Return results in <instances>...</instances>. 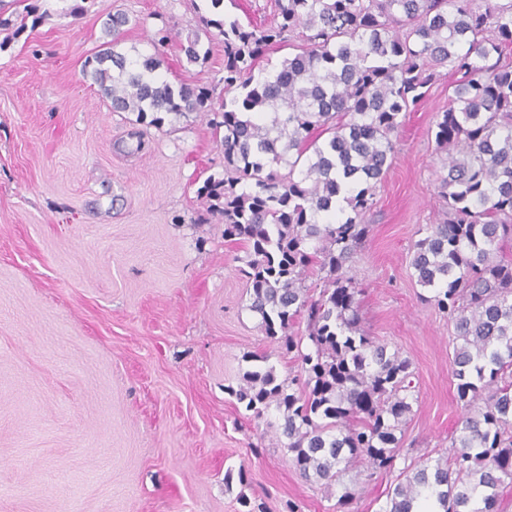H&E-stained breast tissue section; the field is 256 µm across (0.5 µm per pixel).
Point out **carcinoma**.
<instances>
[{
  "label": "carcinoma",
  "mask_w": 512,
  "mask_h": 512,
  "mask_svg": "<svg viewBox=\"0 0 512 512\" xmlns=\"http://www.w3.org/2000/svg\"><path fill=\"white\" fill-rule=\"evenodd\" d=\"M182 47L207 59L200 32L224 37L220 147L224 176L198 189L224 219V238L244 248L239 272L265 335L296 353L298 374L280 379L265 354L232 391L257 420L279 414L283 448L302 478L343 487L407 460L402 425L418 391L412 362L362 325L347 263L369 235L365 215L395 152L393 136L425 88L456 76L435 140L445 153L438 196L445 218L414 244L411 267L456 331L452 369L464 411L458 435L431 466H403L380 512H499L512 489V0H277L273 25L257 29L220 13ZM123 13L105 23L112 40L88 60L114 112L161 127L166 116L211 112L206 88L173 87L159 52L117 50ZM299 35L300 52L267 70L259 59ZM306 323L307 337L290 329ZM311 349L302 350L303 341Z\"/></svg>",
  "instance_id": "carcinoma-1"
}]
</instances>
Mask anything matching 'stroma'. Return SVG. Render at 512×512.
Instances as JSON below:
<instances>
[{"label": "stroma", "instance_id": "35a3bbf8", "mask_svg": "<svg viewBox=\"0 0 512 512\" xmlns=\"http://www.w3.org/2000/svg\"><path fill=\"white\" fill-rule=\"evenodd\" d=\"M0 27V512H333L302 479L277 412L254 420L231 395L246 355L280 378L298 363L250 311L239 247L198 189L223 176L204 112L162 128L111 111L85 74L109 14L121 51H159L172 85L221 102L224 45L206 61L180 44L194 0H18ZM448 74L407 113L367 214L352 273L370 336L412 362L418 400L404 426L412 458L443 454L462 415L454 329L421 299L410 268L418 230L437 223L439 112ZM354 512H380L388 480L344 478Z\"/></svg>", "mask_w": 512, "mask_h": 512}]
</instances>
